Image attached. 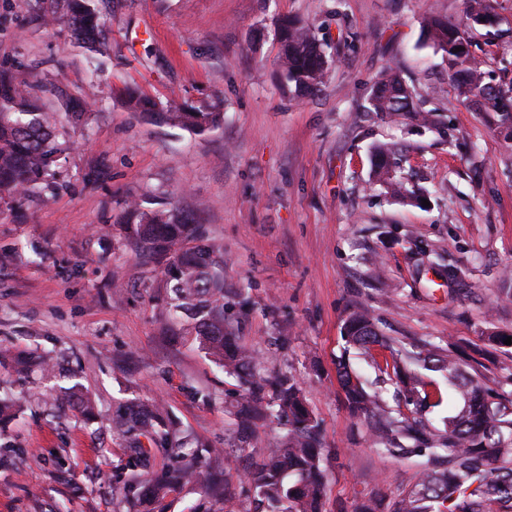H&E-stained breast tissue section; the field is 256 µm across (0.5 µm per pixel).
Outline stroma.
<instances>
[{
	"instance_id": "obj_1",
	"label": "stroma",
	"mask_w": 512,
	"mask_h": 512,
	"mask_svg": "<svg viewBox=\"0 0 512 512\" xmlns=\"http://www.w3.org/2000/svg\"><path fill=\"white\" fill-rule=\"evenodd\" d=\"M110 46L103 59L65 20L45 24L38 0H0V61L27 65L70 148L55 191L0 198V347L59 359L53 377L0 362V394L20 401L0 427V512H116L127 460L109 426L50 413L36 391L82 384L103 416L140 398L163 401L187 443L222 449L204 466L237 478L281 428L240 442L224 399L233 379L156 300L160 269L115 229L131 201L176 207L224 250V286L248 294L240 334L257 369L293 373L323 428L326 512L375 497L390 512L414 465L379 455L344 405L336 376L341 327L368 310L390 336L485 348L512 335V140L491 113L461 101L440 53L422 36L434 14L459 20L464 0H95ZM309 25L331 61L318 95L276 81L278 26ZM486 78L512 74V45L472 33ZM432 111L367 112L386 70ZM135 87L159 101L223 112L203 134L159 125L122 104ZM84 113L75 121L73 113ZM397 149L395 179L418 198L387 194L377 147ZM287 336L284 349L268 336Z\"/></svg>"
}]
</instances>
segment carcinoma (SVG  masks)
<instances>
[{"label": "carcinoma", "mask_w": 512, "mask_h": 512, "mask_svg": "<svg viewBox=\"0 0 512 512\" xmlns=\"http://www.w3.org/2000/svg\"><path fill=\"white\" fill-rule=\"evenodd\" d=\"M61 6L73 38L102 56L109 46L102 36L91 0H50ZM499 34V16L491 0H466L464 17L451 22L431 15L423 34L442 53L448 78L459 96L483 112L496 115L498 126L512 130V78L486 81L483 61L470 50L476 21ZM280 85L297 96H314L323 83L328 59L313 31L298 21L284 20L279 29ZM461 51H455L457 47ZM39 86L17 61L0 63V193L26 192L38 185L59 186L60 157L70 144L58 130V121L46 111ZM124 104L144 119L177 126L194 133L219 127L224 113L200 109L174 100L156 101L129 89ZM367 111L382 116L408 114L424 123L429 113L414 105L413 91L389 70L375 82ZM394 160L391 149L375 153L382 185L401 195L403 183L389 177ZM125 244L161 268L160 288L166 314L181 325V335L191 336L224 374L237 381L230 405L239 439L251 441L259 423L275 420L283 427L278 445L262 463L246 471L245 481L258 504L256 512H324L326 471L323 466L322 426L309 408L300 383L289 372L265 376L255 370L252 349L239 336L244 301L227 299L224 289V250L213 245L204 225L175 207L153 210L132 203L119 225ZM344 342L336 374L351 415L370 424L376 451L396 460L419 463L416 482L400 493L391 512H512V368L505 381L491 384L463 366L461 346L444 349L430 340L412 342L387 336L365 309L350 313L341 328ZM380 353L374 361L376 383L396 387L399 399L389 405L380 393L354 375L346 363L350 349ZM24 375L44 373L56 360L40 354L15 357ZM437 372L459 391L460 411L433 426L428 414L443 401L440 387L424 381ZM55 412L66 406L83 417H98L95 400L77 388L43 399ZM113 432L131 449L124 466L122 500L147 512H166L165 500L187 485L221 504L218 512H238L229 480L219 483L193 459L181 462L159 476L144 471L154 452L176 454L183 443L176 439L173 422L155 401H134L112 415Z\"/></svg>", "instance_id": "cac0c4a2"}]
</instances>
